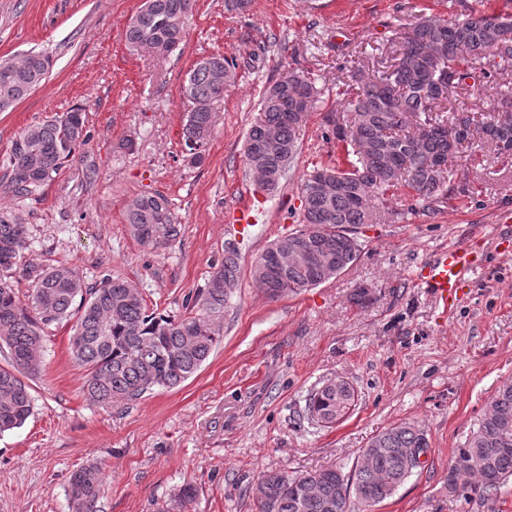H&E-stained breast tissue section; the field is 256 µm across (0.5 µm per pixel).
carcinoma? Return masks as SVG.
<instances>
[{"label":"carcinoma","mask_w":512,"mask_h":512,"mask_svg":"<svg viewBox=\"0 0 512 512\" xmlns=\"http://www.w3.org/2000/svg\"><path fill=\"white\" fill-rule=\"evenodd\" d=\"M194 0H145L125 39L130 51L157 56L181 49L187 34L183 18ZM512 18L473 10L447 19L422 17L395 38L396 55L385 69L359 77L358 90L347 101V114L336 121L333 135L345 159L333 167L315 168L301 185L302 224L274 241L252 270L256 284L272 299L299 294L344 272L360 257L353 229L376 219L375 202L404 186L411 197L434 209L447 203L449 167L477 141L496 158L512 159V110L466 118L468 131L456 132L458 118L445 106L454 89L476 80L477 65L493 55L512 57L504 34ZM50 56L29 51L0 59V111L28 97L46 79ZM236 78L233 60L221 53L198 59L182 84L189 110L183 124L185 161H205L214 130L213 104ZM318 95L307 75L290 71L269 86L260 118L244 144L247 166L258 189L275 192L273 173L288 171L297 155V131ZM88 138L85 108L29 127L14 142L0 192L26 198L51 181ZM129 231L152 250L169 247L179 228L168 200L141 195L128 205ZM307 236L310 252L326 257L328 266L298 263L279 267L268 261L272 249ZM29 248L26 225L0 211V347L9 350L0 367V434L21 427L33 409L25 379L41 371L45 330L71 323L70 351L84 369L82 390L90 402L108 409L126 405L154 388H172L195 375L220 341L224 309L238 278L237 251L224 245V263L209 275L204 288L186 302L183 316L150 309L142 293L127 281L107 275L89 285L67 265L19 266ZM30 282L31 303H22L13 288L17 268ZM355 391L328 382L312 391L306 417L336 424V413L354 404ZM424 431L398 425L377 434L362 449L361 460L346 473L340 468L305 474H263L253 487L256 512H351L350 498L365 506L392 496L418 468L411 449L427 452ZM512 477V382L498 387L484 417L448 466V493L470 490L493 500ZM101 469L82 466L71 477L75 512H96Z\"/></svg>","instance_id":"carcinoma-1"}]
</instances>
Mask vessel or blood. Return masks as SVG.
Here are the masks:
<instances>
[{"label":"vessel or blood","instance_id":"vessel-or-blood-1","mask_svg":"<svg viewBox=\"0 0 512 512\" xmlns=\"http://www.w3.org/2000/svg\"><path fill=\"white\" fill-rule=\"evenodd\" d=\"M478 255L475 247L451 246L441 249L423 265L419 281L429 290L441 318H449L455 312L478 268Z\"/></svg>","mask_w":512,"mask_h":512}]
</instances>
